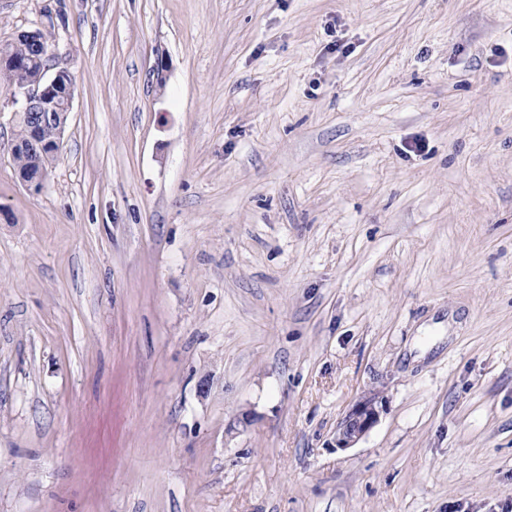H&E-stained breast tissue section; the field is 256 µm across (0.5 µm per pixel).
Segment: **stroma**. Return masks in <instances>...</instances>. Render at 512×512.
Listing matches in <instances>:
<instances>
[{
	"instance_id": "obj_1",
	"label": "stroma",
	"mask_w": 512,
	"mask_h": 512,
	"mask_svg": "<svg viewBox=\"0 0 512 512\" xmlns=\"http://www.w3.org/2000/svg\"><path fill=\"white\" fill-rule=\"evenodd\" d=\"M36 28L0 512H512V0H0ZM20 37L27 40L44 60L34 71L33 77L25 83L33 51L32 46L25 40L18 39L14 44L7 46L12 58L18 63L17 66L10 68L13 65L10 57L2 51L0 53L1 69L9 68L3 72L0 69V87L3 85L6 89L15 91L25 83L12 96L16 103L20 102L19 112H25L34 132L30 153L35 159V164H39L44 156L41 159V166L47 171V167L56 158V154L48 153L59 152L66 128L65 118H68L72 110L73 81L69 71L62 72L55 68L52 62L56 57L55 53L46 44L40 30L23 33ZM33 157L21 147L13 152V159L22 180L37 189L42 186L43 170L36 174L23 173L29 170L37 171L38 168L33 167ZM373 398L359 400L338 426L336 444L349 448L365 435L378 421L379 411Z\"/></svg>"
}]
</instances>
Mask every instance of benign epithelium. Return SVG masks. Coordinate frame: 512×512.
I'll return each mask as SVG.
<instances>
[{"mask_svg":"<svg viewBox=\"0 0 512 512\" xmlns=\"http://www.w3.org/2000/svg\"><path fill=\"white\" fill-rule=\"evenodd\" d=\"M21 37L44 57L33 77L13 93V100L20 104V111L25 113L34 132L30 153L38 163L46 154L57 153L61 148L65 118L73 106V81L70 72L55 68V53L46 44L41 31L26 32ZM378 417L374 399L358 401L338 426L337 446L350 447L377 423Z\"/></svg>","mask_w":512,"mask_h":512,"instance_id":"1","label":"benign epithelium"}]
</instances>
